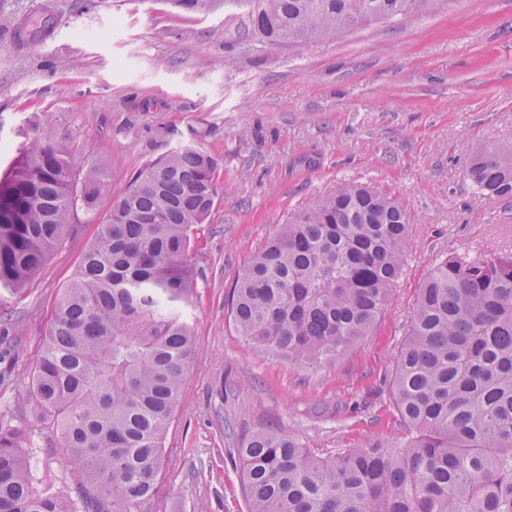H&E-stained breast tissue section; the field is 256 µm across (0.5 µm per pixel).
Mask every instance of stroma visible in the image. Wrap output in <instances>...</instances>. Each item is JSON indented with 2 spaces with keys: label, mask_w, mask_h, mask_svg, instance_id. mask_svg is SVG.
I'll use <instances>...</instances> for the list:
<instances>
[{
  "label": "stroma",
  "mask_w": 512,
  "mask_h": 512,
  "mask_svg": "<svg viewBox=\"0 0 512 512\" xmlns=\"http://www.w3.org/2000/svg\"><path fill=\"white\" fill-rule=\"evenodd\" d=\"M53 41L15 43L38 0H0V177L48 118L77 174L104 170L95 212L78 210L38 275L0 304V418L26 432L38 486L72 491L31 377L55 303L112 201L147 163L184 144L218 162L217 197L189 258L192 362L146 512H248L237 450L261 426L324 457L407 427L390 393L417 290L452 254H512V202L465 175L512 145V0H429L340 37L268 45L248 0L190 13L172 0H51ZM345 181L394 194L411 215L403 273L375 333L331 360L255 351L229 299L289 214Z\"/></svg>",
  "instance_id": "1"
}]
</instances>
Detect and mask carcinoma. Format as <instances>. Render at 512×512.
<instances>
[{"instance_id":"1","label":"carcinoma","mask_w":512,"mask_h":512,"mask_svg":"<svg viewBox=\"0 0 512 512\" xmlns=\"http://www.w3.org/2000/svg\"><path fill=\"white\" fill-rule=\"evenodd\" d=\"M269 44L336 38L428 0H251ZM68 137L35 128L0 180V303L40 271L76 203L96 210L108 182L74 188ZM215 159L183 146L146 164L112 201L57 300L32 375L56 425L73 491L36 486L23 430L0 424V512H144L164 461L194 345L182 304L188 254L217 196ZM466 176L512 200V147L477 151ZM410 215L394 196L347 183L278 225L232 291L239 335L294 363L327 359L372 335L401 274ZM412 433L318 456L278 428L238 449L248 512H512V256H449L419 288L392 380Z\"/></svg>"}]
</instances>
